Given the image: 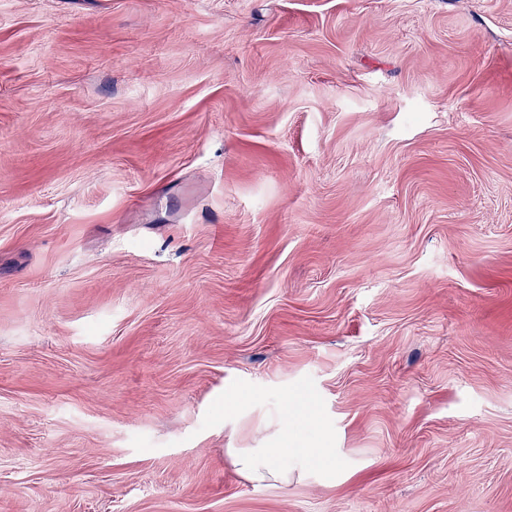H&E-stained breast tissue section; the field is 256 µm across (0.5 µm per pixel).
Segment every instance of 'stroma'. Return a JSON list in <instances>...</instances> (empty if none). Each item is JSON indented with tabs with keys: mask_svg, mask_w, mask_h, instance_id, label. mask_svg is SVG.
<instances>
[{
	"mask_svg": "<svg viewBox=\"0 0 512 512\" xmlns=\"http://www.w3.org/2000/svg\"><path fill=\"white\" fill-rule=\"evenodd\" d=\"M0 512H512V0H0ZM240 470L256 482L288 479V461L279 448H242L236 455Z\"/></svg>",
	"mask_w": 512,
	"mask_h": 512,
	"instance_id": "stroma-1",
	"label": "stroma"
}]
</instances>
